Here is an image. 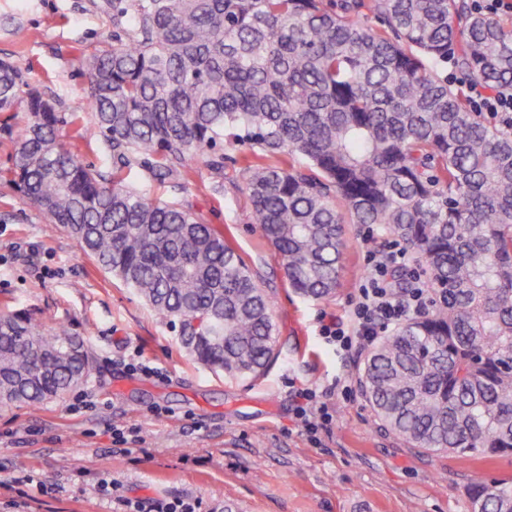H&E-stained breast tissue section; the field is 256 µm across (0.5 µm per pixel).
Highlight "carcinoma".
Masks as SVG:
<instances>
[{"label":"carcinoma","mask_w":512,"mask_h":512,"mask_svg":"<svg viewBox=\"0 0 512 512\" xmlns=\"http://www.w3.org/2000/svg\"><path fill=\"white\" fill-rule=\"evenodd\" d=\"M104 7L112 46L82 62L93 120L70 123L108 148L112 171L61 143L53 99L0 60V112L28 115L9 174L46 223L136 291L197 363L258 377L277 327L249 265L224 230L127 185L134 162L178 179L241 131L252 221L289 287L335 294L346 224L392 236L425 270L429 307L381 337L358 372L377 419L423 452L511 455L512 124L472 111L443 69L512 88V29L468 0ZM93 371L81 337L0 311L1 407L37 408ZM470 499L512 512V477L474 484Z\"/></svg>","instance_id":"cac0c4a2"}]
</instances>
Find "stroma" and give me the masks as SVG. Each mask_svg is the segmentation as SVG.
I'll return each mask as SVG.
<instances>
[{
	"label": "stroma",
	"instance_id": "stroma-1",
	"mask_svg": "<svg viewBox=\"0 0 512 512\" xmlns=\"http://www.w3.org/2000/svg\"><path fill=\"white\" fill-rule=\"evenodd\" d=\"M102 0H0V59L52 97L63 116L90 117L80 57L112 42ZM23 108L0 112V306L82 336L96 370L63 399L0 407V512H157L173 498L200 512H471L474 482L512 476V456L484 463L407 447L377 422L359 382L362 354L321 338L349 319L369 253L393 245L345 227L340 285L308 300L289 287L278 255L250 221L239 175L249 148L225 143L223 165L188 160L160 181L134 165L129 185L223 229L272 300L277 358L264 375L229 379L193 362L174 332L131 289L98 270L64 229L3 177L23 132ZM141 357L160 370L127 367ZM350 386L320 444L295 421L291 392ZM123 430L116 438L115 430ZM115 487L102 491V478Z\"/></svg>",
	"mask_w": 512,
	"mask_h": 512
}]
</instances>
